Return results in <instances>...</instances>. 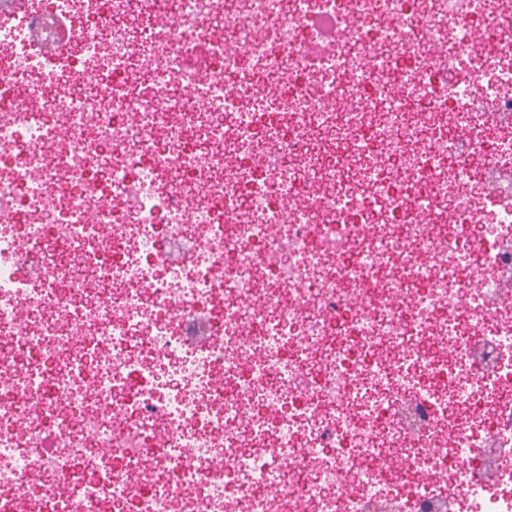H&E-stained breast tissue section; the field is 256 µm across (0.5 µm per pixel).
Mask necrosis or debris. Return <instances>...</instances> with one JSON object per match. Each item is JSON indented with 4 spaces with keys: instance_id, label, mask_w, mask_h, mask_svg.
<instances>
[{
    "instance_id": "necrosis-or-debris-1",
    "label": "necrosis or debris",
    "mask_w": 512,
    "mask_h": 512,
    "mask_svg": "<svg viewBox=\"0 0 512 512\" xmlns=\"http://www.w3.org/2000/svg\"><path fill=\"white\" fill-rule=\"evenodd\" d=\"M2 95L0 512H512V0H0Z\"/></svg>"
}]
</instances>
